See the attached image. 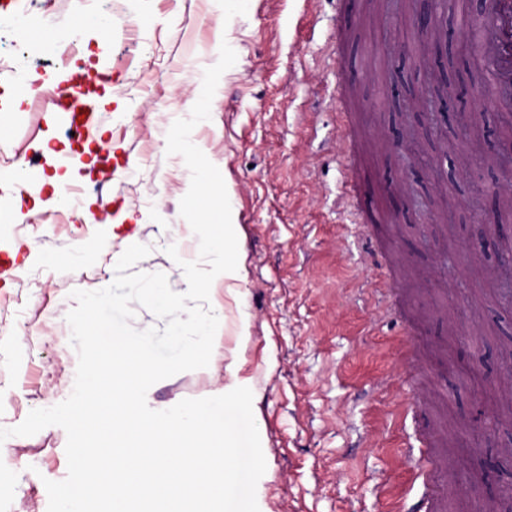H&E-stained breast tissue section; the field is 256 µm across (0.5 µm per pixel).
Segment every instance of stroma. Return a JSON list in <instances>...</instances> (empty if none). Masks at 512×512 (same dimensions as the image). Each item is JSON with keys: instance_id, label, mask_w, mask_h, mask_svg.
Here are the masks:
<instances>
[{"instance_id": "1", "label": "stroma", "mask_w": 512, "mask_h": 512, "mask_svg": "<svg viewBox=\"0 0 512 512\" xmlns=\"http://www.w3.org/2000/svg\"><path fill=\"white\" fill-rule=\"evenodd\" d=\"M74 31L112 72L111 88H95L90 169L68 161L83 140L17 95L63 68L45 34ZM17 32L27 48L0 82V172L57 174L82 194L76 223L59 224L56 205L33 211L15 182L0 185V260L14 266L0 279V427L73 390L71 293L109 286L126 249L124 227L99 223L102 210L140 220L151 252L136 271L164 273L182 293L208 269L190 214L191 160L178 148L186 139L212 160L208 177L233 212L241 281L234 294H210L221 323L211 363L154 384L148 405L223 394L224 366L236 362L267 464L259 512L413 504L426 485L403 450L426 428L447 480L441 512H512L499 473L512 469V432L485 439L474 419L479 391L512 417V239L487 248L474 231L512 225V191L498 190L493 209L475 194L497 190L501 133L512 127V112L492 103L485 57L470 68L481 97L438 125L424 91L443 70L408 58L435 35L413 31L408 0H347L342 15L336 0H231L224 14L214 0H118L110 11L101 0H15L0 7V39ZM205 79L213 103L198 119ZM395 129L428 169L399 164ZM355 175L361 215L341 204ZM20 212L29 223L13 222ZM393 284L417 335H404L397 313L374 315ZM66 441L58 426L5 441L0 512H47L44 482L65 479Z\"/></svg>"}]
</instances>
